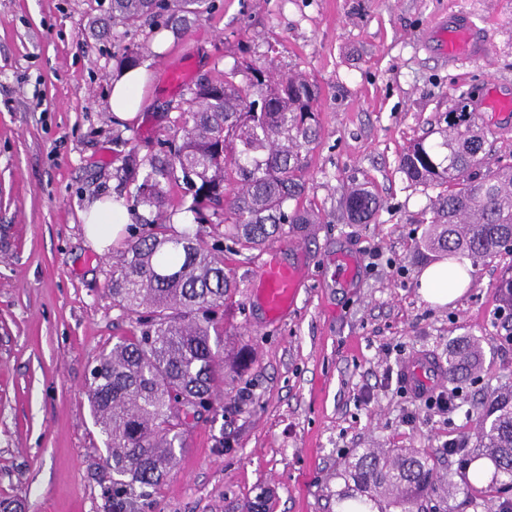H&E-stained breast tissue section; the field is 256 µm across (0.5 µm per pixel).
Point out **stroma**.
I'll use <instances>...</instances> for the list:
<instances>
[{
    "label": "stroma",
    "mask_w": 512,
    "mask_h": 512,
    "mask_svg": "<svg viewBox=\"0 0 512 512\" xmlns=\"http://www.w3.org/2000/svg\"><path fill=\"white\" fill-rule=\"evenodd\" d=\"M469 14L486 61L443 60L420 45L435 21ZM139 53L153 80L132 122L114 121L108 80ZM300 71L319 89L321 137L309 153L303 203L323 223L277 238L246 261L225 253L236 288L228 343L248 365L192 424L187 448L149 512H246L272 492L273 512H337L344 467L364 448H418L455 470L444 447L468 437L464 415L419 412L400 382L416 352L442 361L463 340L483 362L469 393L512 386V322L496 284L512 256L481 263L456 301L423 298L430 261L415 243L437 195L398 170L419 138L438 140L445 114L471 90L512 95V0H210L182 35L144 22L113 27L111 0H0V501L7 512H107L110 473L85 395L96 357L131 335L112 298L111 251L85 243L79 214L103 195L134 196L132 159L156 153L192 81L243 62ZM491 164L512 163V124L472 109ZM380 198L375 221L346 223L344 187ZM358 259L351 282L337 254ZM304 261L294 308L268 322L248 285L269 259ZM374 392L363 403L364 387ZM415 422H408L410 412Z\"/></svg>",
    "instance_id": "1"
}]
</instances>
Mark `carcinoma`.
Listing matches in <instances>:
<instances>
[{
    "mask_svg": "<svg viewBox=\"0 0 512 512\" xmlns=\"http://www.w3.org/2000/svg\"><path fill=\"white\" fill-rule=\"evenodd\" d=\"M206 0H112V25L139 20L183 33L204 12ZM317 87L295 71L277 74L250 62L216 81L190 89L171 137L150 157L133 160L142 171L136 203L163 218L176 186L192 221L157 224L131 236L114 257L112 297L138 332L120 336L91 368L86 397L104 437V466L112 471L111 512H143L187 447L190 421L210 411L228 377L247 365L229 353L224 307L236 287L224 251L262 250L279 237H306L321 216L303 205L309 146L320 137ZM466 101L448 113L440 141L418 140L400 157L414 184L439 189L421 249L448 261L475 263L512 253V164L485 162L481 133L465 118ZM381 207L365 186L345 189L341 208L351 224H368ZM215 229L207 243L203 225ZM224 231H219V227ZM481 350L474 342L448 352L444 375L457 385L448 414L465 410L475 439L448 440V457L467 466L481 458L495 465L494 480L512 489V389L473 404L463 385L477 381ZM353 487L339 496L350 512L389 501L408 512L432 505L456 489L453 474L439 475L418 448H364L347 463Z\"/></svg>",
    "mask_w": 512,
    "mask_h": 512,
    "instance_id": "carcinoma-1",
    "label": "carcinoma"
}]
</instances>
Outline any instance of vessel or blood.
I'll return each instance as SVG.
<instances>
[{
  "label": "vessel or blood",
  "mask_w": 512,
  "mask_h": 512,
  "mask_svg": "<svg viewBox=\"0 0 512 512\" xmlns=\"http://www.w3.org/2000/svg\"><path fill=\"white\" fill-rule=\"evenodd\" d=\"M423 40L451 61L461 57L480 60L488 52L480 29L463 13L440 18ZM306 279V269L300 264L272 262L258 270L254 288L268 320L280 319L294 307ZM442 379L441 370L425 352L414 356L402 372L404 386L416 396L426 394Z\"/></svg>",
  "instance_id": "vessel-or-blood-1"
}]
</instances>
